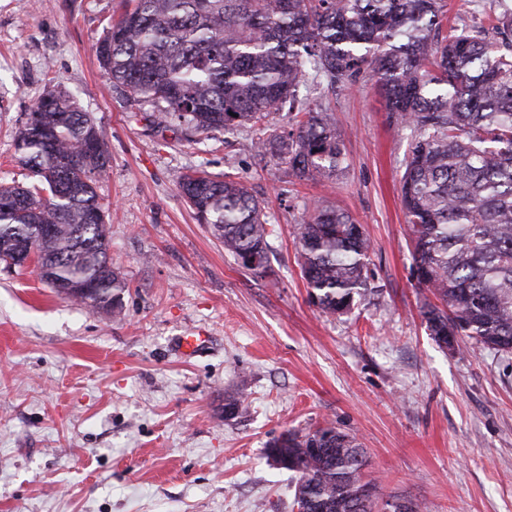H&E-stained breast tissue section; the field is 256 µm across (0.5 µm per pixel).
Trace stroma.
I'll list each match as a JSON object with an SVG mask.
<instances>
[{"instance_id": "1", "label": "stroma", "mask_w": 512, "mask_h": 512, "mask_svg": "<svg viewBox=\"0 0 512 512\" xmlns=\"http://www.w3.org/2000/svg\"><path fill=\"white\" fill-rule=\"evenodd\" d=\"M448 21L491 35L490 0H447ZM120 0H0V183L28 185L16 139L47 89L77 97L111 162L96 185L120 316L58 296L37 267L0 269V512H296L288 470L266 456L285 432L332 425L367 450L383 494L426 512H512V354L425 327L401 204L410 135L369 79L310 89L330 101L346 153L333 179L301 181L258 156L251 130L188 135L129 120L139 106L96 43ZM245 182L274 228L270 267L225 253L180 193L192 170ZM372 240L371 289L322 313L298 264L313 202ZM205 337L192 356L182 336ZM243 409L224 417V397Z\"/></svg>"}]
</instances>
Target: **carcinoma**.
I'll use <instances>...</instances> for the list:
<instances>
[{"label": "carcinoma", "mask_w": 512, "mask_h": 512, "mask_svg": "<svg viewBox=\"0 0 512 512\" xmlns=\"http://www.w3.org/2000/svg\"><path fill=\"white\" fill-rule=\"evenodd\" d=\"M444 0H125L96 44L112 85L150 106L132 118L190 134L255 132L257 154L276 156L300 180L343 170L332 110L299 88L353 85L382 92L390 123L410 131L401 178L413 275L428 292L426 329L438 344L464 336L512 354V10L492 28L504 48L448 24ZM288 114L281 131L269 117ZM94 119L77 100L47 91L16 147L34 183L0 185V263L21 240L50 264L49 286L92 311L122 312L128 283L112 262L94 185L109 168L105 144L89 153ZM179 189L197 220L235 261L269 268V221L242 181L206 170ZM298 263L326 314H345L369 290L372 243L347 213L316 204L296 225ZM95 284L72 294L62 287ZM296 474L304 512H375L365 451L333 426L285 432L267 449Z\"/></svg>", "instance_id": "1"}]
</instances>
